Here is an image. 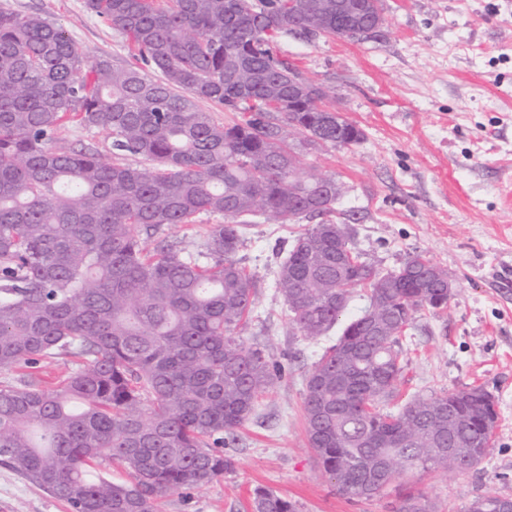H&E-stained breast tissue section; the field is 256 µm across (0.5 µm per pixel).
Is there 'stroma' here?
Masks as SVG:
<instances>
[{
	"instance_id": "1",
	"label": "stroma",
	"mask_w": 512,
	"mask_h": 512,
	"mask_svg": "<svg viewBox=\"0 0 512 512\" xmlns=\"http://www.w3.org/2000/svg\"><path fill=\"white\" fill-rule=\"evenodd\" d=\"M0 10L52 20L88 58L133 61L126 37L86 0H0ZM382 16L384 34L376 39L281 35L276 47L326 89V106L363 133L353 146L327 145L303 160L346 188L333 222L376 267L397 268L420 252L454 281L447 309L415 315L396 400L475 386L495 398L498 426L480 464L404 478L434 512H467L488 493L512 498V0H382ZM223 221L202 213L162 236L194 253ZM312 224L308 217L250 224L237 258L259 288L243 337L284 373L227 439L233 470L160 499L158 512H253L258 487L291 500L298 512H394L392 490L371 499L341 495L308 446L306 376L331 339L294 330L275 277L295 236ZM82 363L66 354L0 368V386L29 379L50 387ZM0 512L68 510L0 467Z\"/></svg>"
}]
</instances>
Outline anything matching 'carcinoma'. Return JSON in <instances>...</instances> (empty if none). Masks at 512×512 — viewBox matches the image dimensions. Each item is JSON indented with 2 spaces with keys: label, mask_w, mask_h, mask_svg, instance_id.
Segmentation results:
<instances>
[{
  "label": "carcinoma",
  "mask_w": 512,
  "mask_h": 512,
  "mask_svg": "<svg viewBox=\"0 0 512 512\" xmlns=\"http://www.w3.org/2000/svg\"><path fill=\"white\" fill-rule=\"evenodd\" d=\"M356 0H87L163 78L107 57L88 59L37 14L0 11V367L79 354L54 388L0 386V465L69 512H157L233 467L220 445L273 384L275 366L240 335L256 282L235 255L247 218L289 224L318 201L336 210L343 185L296 177L303 142L344 147L361 131L288 103L296 73L272 38L288 26L336 29ZM202 101L238 113L213 120ZM69 122L112 137V158L58 137ZM151 162L133 167L121 159ZM224 216L200 252L142 233ZM350 236L316 224L295 237L276 287L296 331L325 335L336 291L368 288L381 318L349 322L306 377L308 445L338 492L398 491L397 512H431L403 474L467 471L489 452L494 397L479 388L418 393L396 410L404 371L395 326L448 306V271L415 252L383 271L344 256ZM97 459L128 480L92 471ZM501 512L504 498H475ZM253 512H298L262 488Z\"/></svg>",
  "instance_id": "carcinoma-1"
}]
</instances>
